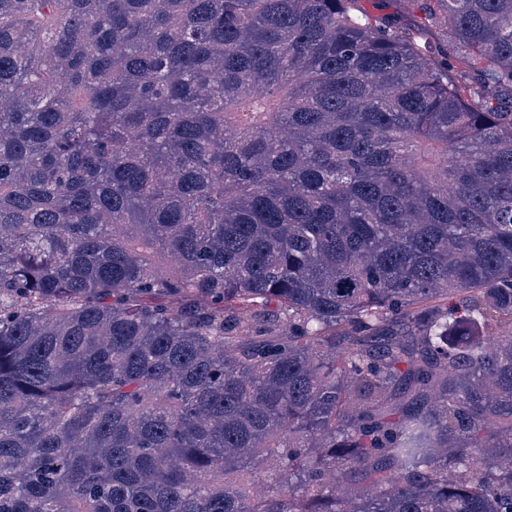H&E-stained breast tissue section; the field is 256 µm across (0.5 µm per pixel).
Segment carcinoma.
<instances>
[{
	"label": "carcinoma",
	"mask_w": 512,
	"mask_h": 512,
	"mask_svg": "<svg viewBox=\"0 0 512 512\" xmlns=\"http://www.w3.org/2000/svg\"><path fill=\"white\" fill-rule=\"evenodd\" d=\"M358 2L0 0V512H512V0Z\"/></svg>",
	"instance_id": "cac0c4a2"
}]
</instances>
